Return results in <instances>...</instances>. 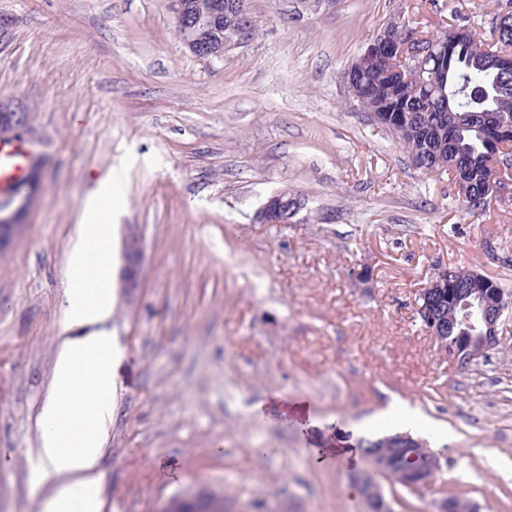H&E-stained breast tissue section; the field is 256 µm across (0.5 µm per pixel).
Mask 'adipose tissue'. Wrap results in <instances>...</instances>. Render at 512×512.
<instances>
[{
  "label": "adipose tissue",
  "instance_id": "1",
  "mask_svg": "<svg viewBox=\"0 0 512 512\" xmlns=\"http://www.w3.org/2000/svg\"><path fill=\"white\" fill-rule=\"evenodd\" d=\"M111 203L108 193L87 201L68 256L64 339L31 481L39 512H98L100 460L112 421L114 344L101 327L112 311L111 236L104 222Z\"/></svg>",
  "mask_w": 512,
  "mask_h": 512
}]
</instances>
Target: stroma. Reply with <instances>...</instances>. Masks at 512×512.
<instances>
[{
	"label": "stroma",
	"instance_id": "obj_1",
	"mask_svg": "<svg viewBox=\"0 0 512 512\" xmlns=\"http://www.w3.org/2000/svg\"><path fill=\"white\" fill-rule=\"evenodd\" d=\"M497 0H248L256 33L193 56L168 0H0V113L30 116L47 165L0 254V512L30 478L62 341L67 254L112 184V262L136 227L144 286L112 290V423L99 512L209 493L224 512H363L362 439L407 432L445 463L385 485L391 512L460 496L512 512V332L468 369L417 315L437 268L512 295V202L464 207L349 97L345 75L396 15L490 37ZM288 193L286 224L258 215ZM418 419L366 429L393 399Z\"/></svg>",
	"mask_w": 512,
	"mask_h": 512
}]
</instances>
